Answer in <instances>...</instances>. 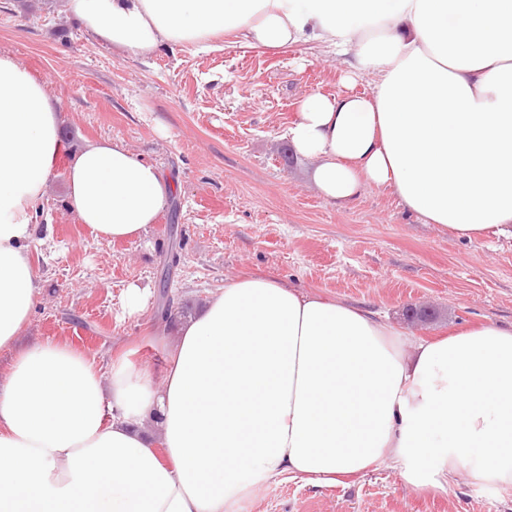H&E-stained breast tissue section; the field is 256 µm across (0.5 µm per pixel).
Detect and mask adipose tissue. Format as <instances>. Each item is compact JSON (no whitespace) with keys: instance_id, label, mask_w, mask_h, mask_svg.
<instances>
[{"instance_id":"adipose-tissue-1","label":"adipose tissue","mask_w":512,"mask_h":512,"mask_svg":"<svg viewBox=\"0 0 512 512\" xmlns=\"http://www.w3.org/2000/svg\"><path fill=\"white\" fill-rule=\"evenodd\" d=\"M113 47L315 44L370 92L311 94L286 136L328 201L394 193L419 221L512 232V0H66ZM45 80L0 54V348L38 296L33 212L59 161L103 241L141 238L173 187L122 142L70 151ZM390 463L414 488L512 487V328L408 341L370 310L238 277L182 322L159 378L44 341L0 383V512H231L292 476Z\"/></svg>"}]
</instances>
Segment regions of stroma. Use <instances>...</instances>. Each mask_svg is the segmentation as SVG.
<instances>
[{"mask_svg":"<svg viewBox=\"0 0 512 512\" xmlns=\"http://www.w3.org/2000/svg\"><path fill=\"white\" fill-rule=\"evenodd\" d=\"M0 53L45 78L72 150L124 143L171 180L177 204L143 238L101 241L70 210L57 168L36 218L52 233L30 244L40 296L16 346L0 348V377L19 349L46 340L104 370L126 362L161 374L175 336L155 319L163 289L179 303L203 299L244 274L376 311L412 340L489 322L512 327L511 236L452 237L373 187L337 207L311 183L309 161L283 160L301 99L344 90L327 50L223 36L204 50L119 51L71 19L66 0H0ZM132 283L151 294L126 315ZM410 307L436 316L409 321ZM234 512H512V488L488 492L459 479L417 489L380 464L337 484L286 478Z\"/></svg>","mask_w":512,"mask_h":512,"instance_id":"1","label":"stroma"}]
</instances>
